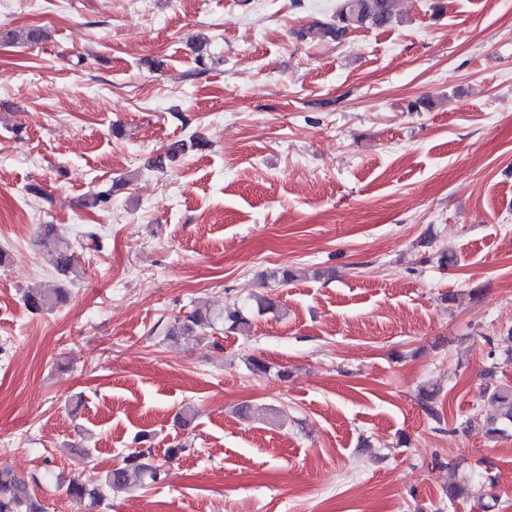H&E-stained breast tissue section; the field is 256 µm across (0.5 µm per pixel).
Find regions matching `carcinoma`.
Returning a JSON list of instances; mask_svg holds the SVG:
<instances>
[{"mask_svg":"<svg viewBox=\"0 0 512 512\" xmlns=\"http://www.w3.org/2000/svg\"><path fill=\"white\" fill-rule=\"evenodd\" d=\"M396 19L395 0H338L336 20L318 28L315 35L338 41L353 30L387 28ZM0 37L10 42L32 44L46 40L48 35L42 29H24L19 32L10 30ZM198 146H204L200 139L175 141L168 145L164 154L155 161V165L161 167L164 160L173 161L188 149ZM38 245L50 258L60 279L68 280L77 272L76 248H85L84 243L80 242L75 246L61 238L53 225L42 224L38 231ZM67 298L68 291L65 288L32 290L24 295V304L32 311L43 312L66 302ZM279 307L277 296L270 293L254 297L250 305L234 302L216 314L192 310L183 317L174 318L166 326L165 336L175 340L180 336L194 335L205 340L225 329L234 333L243 332L250 326L252 310L259 313L275 312ZM483 397L493 407L494 413L483 420L476 416L468 419L465 421V430L479 429L487 436H495L512 429V385L487 386L483 390ZM421 407L429 419L437 424L443 422L442 412L436 406L434 391L422 390ZM166 476L167 471L162 469V465L155 463L152 449L136 448L102 476L72 481L67 492L71 496L87 497L92 502L99 503L104 499L107 490L126 491L143 481L157 483ZM0 512H43L30 491L28 481L5 467H0Z\"/></svg>","mask_w":512,"mask_h":512,"instance_id":"carcinoma-1","label":"carcinoma"}]
</instances>
